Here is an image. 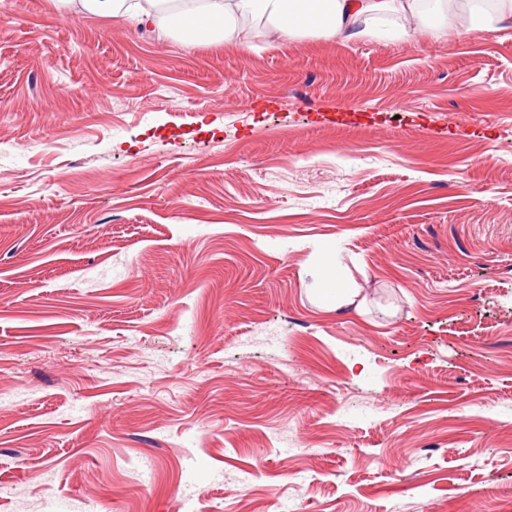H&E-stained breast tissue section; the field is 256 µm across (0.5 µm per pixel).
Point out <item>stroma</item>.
<instances>
[{
	"label": "stroma",
	"mask_w": 512,
	"mask_h": 512,
	"mask_svg": "<svg viewBox=\"0 0 512 512\" xmlns=\"http://www.w3.org/2000/svg\"><path fill=\"white\" fill-rule=\"evenodd\" d=\"M466 27L0 0V512H512V28ZM68 12L111 16L152 27L162 36L191 43L248 46L241 19L265 20L282 38L296 39L309 28L319 36L349 40L373 34L369 22L390 11L417 14L422 28H441L452 0H58ZM169 5V6H168ZM321 282L323 288H319L320 293L329 302L335 304L336 309L352 304L359 294L358 288H352L344 282L337 263L329 264L321 270Z\"/></svg>",
	"instance_id": "1"
}]
</instances>
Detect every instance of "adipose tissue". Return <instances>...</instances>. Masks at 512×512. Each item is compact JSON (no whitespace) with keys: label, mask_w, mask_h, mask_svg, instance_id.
<instances>
[{"label":"adipose tissue","mask_w":512,"mask_h":512,"mask_svg":"<svg viewBox=\"0 0 512 512\" xmlns=\"http://www.w3.org/2000/svg\"><path fill=\"white\" fill-rule=\"evenodd\" d=\"M63 9L123 19L153 28L162 36L177 35L191 43L247 45L242 21H265L280 37L295 39L308 29L327 38L349 40L368 35L369 23L390 11L417 14L421 27L439 28L450 0H59Z\"/></svg>","instance_id":"1"}]
</instances>
